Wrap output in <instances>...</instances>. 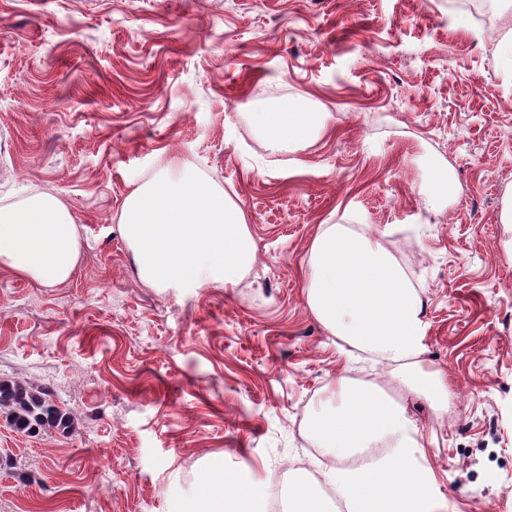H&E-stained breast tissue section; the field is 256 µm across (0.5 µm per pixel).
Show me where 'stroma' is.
Segmentation results:
<instances>
[{
  "mask_svg": "<svg viewBox=\"0 0 512 512\" xmlns=\"http://www.w3.org/2000/svg\"><path fill=\"white\" fill-rule=\"evenodd\" d=\"M489 26L450 0H0V204L49 193L74 216L72 276L0 268V379L49 387L69 429L0 415V512H178L223 478L274 488L317 474L304 421L349 363L305 303L319 224L397 226L389 249L428 300L426 353L446 416L409 413L433 469L430 512H512V70ZM324 112L295 152L249 120ZM460 189L424 200L438 163ZM240 205L257 274L151 287L119 217L171 165Z\"/></svg>",
  "mask_w": 512,
  "mask_h": 512,
  "instance_id": "obj_1",
  "label": "stroma"
}]
</instances>
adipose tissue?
Instances as JSON below:
<instances>
[{"instance_id":"adipose-tissue-1","label":"adipose tissue","mask_w":512,"mask_h":512,"mask_svg":"<svg viewBox=\"0 0 512 512\" xmlns=\"http://www.w3.org/2000/svg\"><path fill=\"white\" fill-rule=\"evenodd\" d=\"M252 121L272 148L290 152L323 130L325 117L261 109ZM393 233L390 226L323 224L311 243L305 274L310 312L330 335L386 367L392 386L336 378L306 419L324 459L320 478L293 482L288 512H329L319 491L323 483L348 512H424L433 473L403 399H424L441 415L451 391L447 375L423 361L426 302L387 246ZM80 253L74 217L56 196L40 193L0 205V268L53 287L71 277ZM353 457L364 458V465L342 468ZM254 493L251 484L230 481L186 512H243Z\"/></svg>"}]
</instances>
